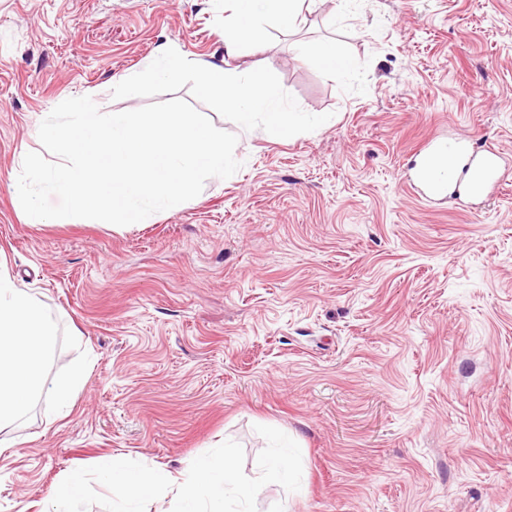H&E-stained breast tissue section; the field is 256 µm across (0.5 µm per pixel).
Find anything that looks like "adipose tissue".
Listing matches in <instances>:
<instances>
[{"instance_id": "1", "label": "adipose tissue", "mask_w": 512, "mask_h": 512, "mask_svg": "<svg viewBox=\"0 0 512 512\" xmlns=\"http://www.w3.org/2000/svg\"><path fill=\"white\" fill-rule=\"evenodd\" d=\"M295 58L346 76L357 71L331 40L298 42ZM57 341V323L43 302L17 287L9 271L0 267V430L25 418L39 400L60 411L70 408L85 384L87 368L74 364L52 370Z\"/></svg>"}]
</instances>
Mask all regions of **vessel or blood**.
Wrapping results in <instances>:
<instances>
[{"label":"vessel or blood","instance_id":"b4317fda","mask_svg":"<svg viewBox=\"0 0 512 512\" xmlns=\"http://www.w3.org/2000/svg\"><path fill=\"white\" fill-rule=\"evenodd\" d=\"M427 155L447 158L448 167L439 172L424 165L418 167L414 179L426 197L482 200L500 185L501 157L492 147H479L472 140L452 137L430 144Z\"/></svg>","mask_w":512,"mask_h":512}]
</instances>
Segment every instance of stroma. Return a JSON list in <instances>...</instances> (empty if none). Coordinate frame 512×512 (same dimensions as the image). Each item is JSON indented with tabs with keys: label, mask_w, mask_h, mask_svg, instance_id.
<instances>
[{
	"label": "stroma",
	"mask_w": 512,
	"mask_h": 512,
	"mask_svg": "<svg viewBox=\"0 0 512 512\" xmlns=\"http://www.w3.org/2000/svg\"><path fill=\"white\" fill-rule=\"evenodd\" d=\"M215 17L0 0V263L58 319L56 367L88 365L67 417L42 402L0 431V512H49L78 468L176 473L227 440L257 477L259 425L298 443L306 491L266 484L257 512H512V168L477 213L403 180L450 129L512 156V0H316L233 65L326 123L284 138L201 103L238 137L233 176L126 226L27 222L18 177L49 112L149 105L111 90L168 47L223 64ZM298 37L335 39L358 77L295 61Z\"/></svg>",
	"instance_id": "obj_1"
}]
</instances>
